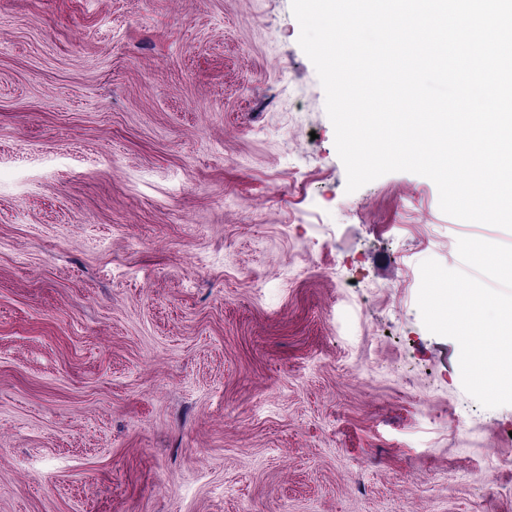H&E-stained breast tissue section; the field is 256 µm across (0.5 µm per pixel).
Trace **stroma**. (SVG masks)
Listing matches in <instances>:
<instances>
[{
  "label": "stroma",
  "mask_w": 512,
  "mask_h": 512,
  "mask_svg": "<svg viewBox=\"0 0 512 512\" xmlns=\"http://www.w3.org/2000/svg\"><path fill=\"white\" fill-rule=\"evenodd\" d=\"M291 0H0V512H512V405L355 192Z\"/></svg>",
  "instance_id": "35a3bbf8"
}]
</instances>
